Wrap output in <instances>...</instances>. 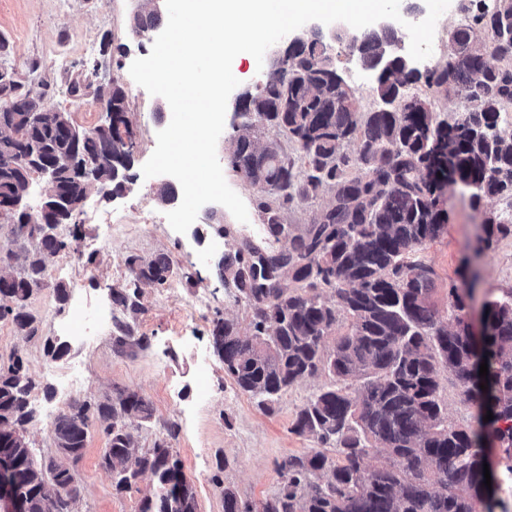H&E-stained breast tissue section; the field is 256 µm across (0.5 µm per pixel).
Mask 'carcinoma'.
Listing matches in <instances>:
<instances>
[{
	"instance_id": "cac0c4a2",
	"label": "carcinoma",
	"mask_w": 512,
	"mask_h": 512,
	"mask_svg": "<svg viewBox=\"0 0 512 512\" xmlns=\"http://www.w3.org/2000/svg\"><path fill=\"white\" fill-rule=\"evenodd\" d=\"M459 0L467 23L448 31L450 54L443 66L424 71L392 64L376 79L377 109L361 115L345 89L325 35L311 30L288 47L286 67L239 101L248 123L226 142L233 172L257 191V209L268 237L288 247L275 249L245 241L224 255L218 270L236 302L249 311L247 332L229 319L213 322V347L238 389L261 406L275 402L304 378L327 376L295 414L291 431L317 447L276 462L280 488L255 508L224 489V512H481L488 498L482 440L500 444L499 466L512 472V291L483 302L485 334L475 342L468 323L477 278L464 289L448 286V314L434 301L435 271L421 251L448 224L441 203L448 186H471L472 203L512 198V133L502 131V113L512 106V65L495 67L489 58L512 55V0L472 10ZM155 10L136 12L130 32L162 28ZM402 29L360 31L357 53L374 69L387 45L402 42ZM422 82L429 89L463 96L464 115L452 122L409 97L403 87ZM11 111L0 121L15 125L19 138L0 137V178L8 193L30 192L32 176L23 151L52 146L63 171L80 158L99 163V178L67 177L61 185L73 201L86 192L104 197L124 190L132 178L134 143L118 130L83 139L60 125L55 112L12 82ZM117 122L129 127L127 94L112 85L108 97ZM271 137L259 142L264 132ZM360 143L352 155L346 146ZM455 163L448 165V155ZM119 172L110 177L107 164ZM327 188L332 203L295 234L282 212ZM74 209L63 219L72 239L44 235L42 226L22 218L10 224L12 241L36 240L20 271L0 273V321L9 320L27 337L41 325L28 310L46 286V257L68 253L80 238ZM484 247L512 236V217H485ZM133 281L164 286L171 260L158 254L127 259ZM112 302L135 316L143 311L139 287L112 289ZM347 329L335 335L336 324ZM488 375L479 376L480 364ZM456 381L463 400L486 408L494 419L477 417L478 427L448 419L440 377ZM486 389H480V385ZM52 387L29 373L23 357L0 364V455L15 461L14 483L26 512H52L45 487L56 480L74 512L76 488L65 465L38 462L27 439L36 418L30 394ZM150 402L120 391L110 401H73L50 430L56 447L79 461L90 428L98 421L106 436L101 465L123 492L148 474L153 491L138 512H196V494L181 460L156 442L136 448L129 428L150 419Z\"/></svg>"
}]
</instances>
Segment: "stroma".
I'll list each match as a JSON object with an SVG mask.
<instances>
[{
	"instance_id": "obj_1",
	"label": "stroma",
	"mask_w": 512,
	"mask_h": 512,
	"mask_svg": "<svg viewBox=\"0 0 512 512\" xmlns=\"http://www.w3.org/2000/svg\"><path fill=\"white\" fill-rule=\"evenodd\" d=\"M134 8L133 0H0V42L6 45L0 52V68L13 72L46 110L70 113L84 128L94 126L108 98L109 86L101 82V75H112L126 91L136 141L135 180L126 193L110 200L90 196L76 219L82 235L74 253L48 260L52 283L29 301L30 312L41 323V335L26 337L11 322L0 321V362L21 353L35 379L54 390L50 399L39 390L31 394L37 420L27 437L39 462L59 460L48 426L71 402L96 403L121 391H135L152 407L151 418L131 430L136 444L147 449L155 441H166L194 486L197 512H224V488L235 489L242 500L259 503L279 489L276 460L312 448L311 439L292 433V421L326 379H303L264 410L225 374L212 344L213 321L229 318L244 329L249 316L244 304L235 302L231 289L219 281L215 265L242 239L263 238L256 192L234 172L225 171L226 182L247 206L248 223L237 221L223 208L218 215L228 229L224 235L201 216L192 231L183 234L169 225L165 218L169 207L159 197L167 176L142 175L163 128L165 104L129 74L131 63L141 55L130 35ZM107 39L127 45V53L104 51ZM329 52L355 92L361 112L373 110L377 98L372 73L352 56L347 43L333 42ZM77 77L84 88L74 95L69 87ZM447 197V227L423 252L437 275L435 301L442 312L448 309L449 284L460 283L466 267L479 275L478 298H498L512 290V236L493 241L487 249L476 248L484 235V217L511 213L512 200L491 198L476 209L469 189L459 184L449 186ZM159 253L172 261L170 284H141L143 311L137 317L114 309L113 289L133 284L127 257L148 260ZM57 282L68 290L66 302L56 299ZM79 311L91 319L108 311L113 321L84 341L67 330ZM120 322L129 330L121 344L116 341ZM142 336L147 337V346L138 345ZM49 339L65 343L68 355L51 360L45 351ZM204 364L209 367L206 398L198 389ZM105 446L100 426H93L76 465L75 512H137L152 481L145 476L131 490L116 491L111 475L101 466ZM220 454L227 461L221 471L216 468Z\"/></svg>"
}]
</instances>
